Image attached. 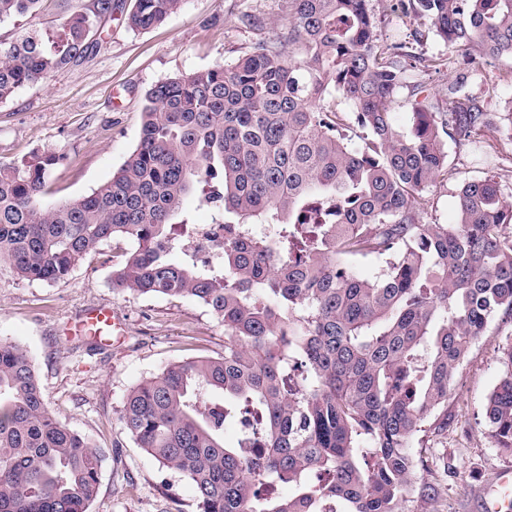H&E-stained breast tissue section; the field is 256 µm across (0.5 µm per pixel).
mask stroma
Masks as SVG:
<instances>
[{"label":"stroma","mask_w":512,"mask_h":512,"mask_svg":"<svg viewBox=\"0 0 512 512\" xmlns=\"http://www.w3.org/2000/svg\"><path fill=\"white\" fill-rule=\"evenodd\" d=\"M93 3L40 0L33 15L1 21L0 40L26 28L60 37L66 21ZM122 3L92 30L82 58L0 102V163L46 151L63 154L47 185L50 200L77 199L111 179L138 143L145 97L158 81L231 64L256 43L288 32L287 0H183L146 31L128 27L125 12L134 0ZM370 7L377 45L403 43L415 82L432 105L447 111L448 82L466 68V58L449 53L431 19L404 17L399 0H371ZM245 13L260 18V26L244 24ZM469 92L487 112L504 111L512 104V61H485ZM478 139L475 145L448 142V174L427 195L425 222L454 223L456 192L468 180L493 178L512 202V134L493 125ZM130 247L124 239L104 242L55 283L22 280L0 264V338L28 351L57 419L103 451L90 512H196L190 483L136 446L120 412L130 388L168 363L223 353L224 326L192 299L113 287L112 271ZM103 304L122 314L123 336H108L99 349L87 337L62 336V327L80 312ZM510 342L512 318L496 317L456 377L447 431L428 438L444 462L433 474L445 488L440 512H482L483 487L512 467V457L488 435L484 410L503 372L501 348Z\"/></svg>","instance_id":"1"}]
</instances>
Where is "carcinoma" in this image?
<instances>
[{"label": "carcinoma", "mask_w": 512, "mask_h": 512, "mask_svg": "<svg viewBox=\"0 0 512 512\" xmlns=\"http://www.w3.org/2000/svg\"><path fill=\"white\" fill-rule=\"evenodd\" d=\"M183 0H135L127 25L163 23ZM39 0H0V20ZM112 0L72 17L64 39L0 42V100L87 52ZM448 49L512 60V0H408ZM370 0H288V37L230 65L158 81L139 140L112 179L45 199L55 152L0 165V263L65 278L105 241L133 244L112 285L191 298L224 324V353L167 365L133 386L121 421L137 447L193 487L197 512H439L427 433L448 428L454 379L500 314L512 317V203L492 178L463 182L456 221H423L448 172L446 140L493 121L473 97L417 102L404 135L391 107L408 86L402 45L379 49ZM334 87L369 138L354 147ZM224 225L213 262L182 247L187 196ZM276 224L275 241L246 237ZM376 257L372 279L349 259ZM485 412L512 452V344ZM241 427L224 446V424ZM104 456L49 408L34 362L0 340V512H89ZM284 482L287 497L255 487Z\"/></svg>", "instance_id": "obj_1"}]
</instances>
